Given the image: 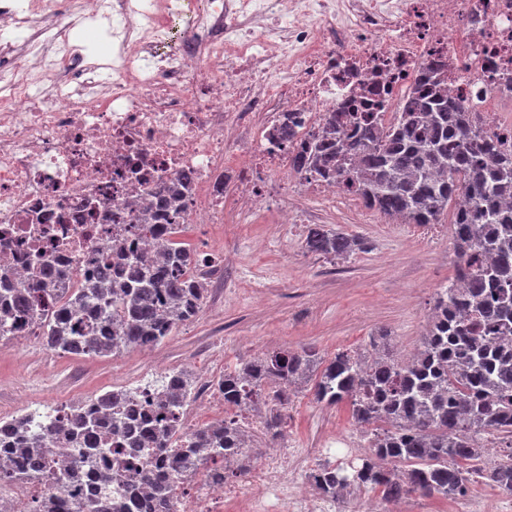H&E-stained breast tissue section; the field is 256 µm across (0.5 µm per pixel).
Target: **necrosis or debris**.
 <instances>
[{"label": "necrosis or debris", "instance_id": "1", "mask_svg": "<svg viewBox=\"0 0 512 512\" xmlns=\"http://www.w3.org/2000/svg\"><path fill=\"white\" fill-rule=\"evenodd\" d=\"M104 49L91 51L87 33ZM443 78L448 99L512 155V0H206L183 12L180 0H11L0 6V289L41 283L76 289L99 266L145 260L154 241L141 227L157 193L190 174L182 190L187 224H220L248 215L285 190L336 197V180L308 179L288 154L336 112L377 106L396 120L414 93ZM296 132L281 136L283 128ZM54 403L37 417L28 400L0 407L39 427L52 467L72 466L58 440L76 406ZM230 415L254 430L251 410L225 403L206 367L193 398L177 411L166 447H143L140 461L176 457L198 442L190 461L167 478L173 512H335L334 498L311 491L306 476L360 456L321 451L293 476L287 449L229 467L241 478L215 476L205 458L224 434L200 409ZM73 467V466H72ZM76 469V468H75ZM81 498L63 496L57 512H85L88 502L114 505L153 492L118 463L98 482L76 469ZM43 484L0 481L7 512H35Z\"/></svg>", "mask_w": 512, "mask_h": 512}]
</instances>
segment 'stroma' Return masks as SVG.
<instances>
[{"instance_id":"stroma-1","label":"stroma","mask_w":512,"mask_h":512,"mask_svg":"<svg viewBox=\"0 0 512 512\" xmlns=\"http://www.w3.org/2000/svg\"><path fill=\"white\" fill-rule=\"evenodd\" d=\"M284 206L330 221L364 241L365 249L335 261L306 252L305 225L278 221ZM453 221L448 211L437 224H405L377 212L363 216L341 198L288 195L265 202L246 224L230 216L202 228L186 225L183 246L195 251L205 245L230 258L223 284L211 287L194 319L145 353L75 359L35 346L0 352V405L30 390L48 407L62 395L99 394L110 390L120 371L136 375L138 386L156 387L160 376L148 369L153 359L192 373L204 348L229 371L285 347L312 345L326 358L341 350L367 352L373 336L385 330L398 356H405L420 347L436 292L455 275ZM280 413L284 441L300 457L319 443L349 437L356 427L349 403H318L307 385ZM368 504L382 512H512V493L478 477L455 498L411 493L389 503L380 492L351 486L336 512H364Z\"/></svg>"}]
</instances>
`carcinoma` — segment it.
<instances>
[{"mask_svg": "<svg viewBox=\"0 0 512 512\" xmlns=\"http://www.w3.org/2000/svg\"><path fill=\"white\" fill-rule=\"evenodd\" d=\"M371 112H337L317 136L291 156L292 169L313 178L337 177L344 190L382 215L409 224H437L456 202L453 238L458 264L454 282L439 288L428 329L417 355L399 360L382 331L372 353L338 352L322 357L316 348H286L255 357L224 373L218 386L224 401L252 405L278 388L288 404L292 385L312 381L314 399L350 403L364 425L382 422L359 467H324L312 475L317 489L358 485L386 499L411 492L456 497L479 474L512 491V157L473 128L461 106L448 103L438 82L412 98L400 119L381 129ZM159 198L158 224L146 233L161 242L156 257L89 279L66 302L57 288L26 286L0 294V339L38 316L43 335L60 353L108 356L121 349L156 345L198 313L203 292L191 279L196 254L171 240L178 194ZM361 248L355 238L312 224L304 249L345 259ZM188 378L162 385L163 402L154 414L127 426L131 444L151 440L157 447L174 429L176 411L190 392ZM103 425L98 413L73 419L69 447L77 460L101 459ZM497 432L508 439L509 462L488 467L476 437ZM20 470L55 492L70 475L50 469L38 436L18 449ZM177 470V462L147 464L139 480L150 484L156 469Z\"/></svg>", "mask_w": 512, "mask_h": 512, "instance_id": "cac0c4a2", "label": "carcinoma"}]
</instances>
